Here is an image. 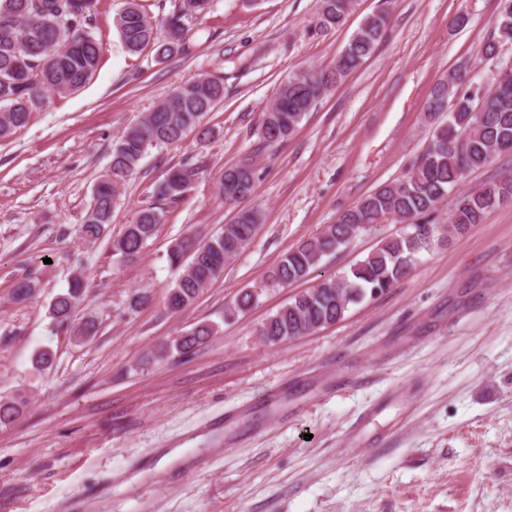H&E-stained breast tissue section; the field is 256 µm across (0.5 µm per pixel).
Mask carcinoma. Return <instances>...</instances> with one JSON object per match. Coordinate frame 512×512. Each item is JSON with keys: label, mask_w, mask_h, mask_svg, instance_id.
Segmentation results:
<instances>
[{"label": "carcinoma", "mask_w": 512, "mask_h": 512, "mask_svg": "<svg viewBox=\"0 0 512 512\" xmlns=\"http://www.w3.org/2000/svg\"><path fill=\"white\" fill-rule=\"evenodd\" d=\"M387 3L389 0H382L377 12L363 19L332 65L290 74L280 81L262 113L258 127L262 142L288 140L327 92L363 65L384 36L390 19ZM98 4L99 0H0V140L29 124L43 91L63 98L80 90L92 76L101 58V45L91 33ZM317 4V26L328 31L346 23L354 0H317ZM506 11L500 7L495 33L484 47L487 59L496 58L501 47L512 44V15ZM205 12L198 0H174L158 25L149 16V5L126 0L115 26L129 54L140 55L150 48L163 59L189 50L199 32L197 19ZM495 82L497 90L481 99L471 94L466 68L454 69L441 78L426 103L433 134L407 171L360 199L336 223L283 253L265 277L271 286H286L307 277L324 257L374 224L393 219L410 227L382 241L350 272L329 276L295 296L263 324L260 336L264 340L274 344L309 336L343 319L349 305L368 294H382L404 278L420 253L447 247L452 238L482 223L498 207L512 204V176L503 175L469 190L448 216V223L430 220L469 173L488 166L495 155L512 151V68L499 71ZM223 100L224 76L206 73L177 86L152 112L129 126L113 144L111 164L92 190L79 228L81 236L97 241L104 235L112 224L114 197L137 171L148 148L176 143L192 131L203 139L213 136L214 130L202 127L201 121ZM191 173L185 164L169 169L152 192L156 201L141 209L113 241V255L123 261L140 256L158 226L165 223L166 207L187 193ZM254 182L253 165L230 167L224 170L219 193L225 204L234 206L251 193ZM259 230L258 212L240 210L204 242L191 237L175 240L167 254L169 265L178 272L167 292L168 310L175 314L189 306L204 288L224 275L228 260L252 243ZM83 298V279L74 277L51 305L53 325L69 330L72 314ZM257 300L256 292L240 290L225 306L224 319L246 312ZM217 331L214 323H200L158 344L145 362L188 358ZM23 406L24 401L16 397L0 399V424L14 421Z\"/></svg>", "instance_id": "obj_1"}]
</instances>
